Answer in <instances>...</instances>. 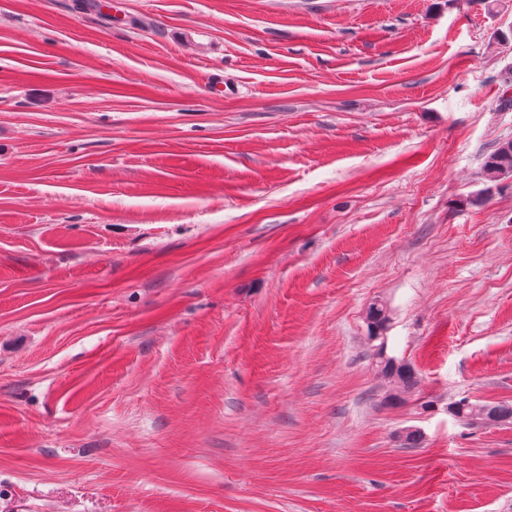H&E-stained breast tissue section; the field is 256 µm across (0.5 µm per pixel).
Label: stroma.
<instances>
[{
    "label": "stroma",
    "mask_w": 512,
    "mask_h": 512,
    "mask_svg": "<svg viewBox=\"0 0 512 512\" xmlns=\"http://www.w3.org/2000/svg\"><path fill=\"white\" fill-rule=\"evenodd\" d=\"M75 2L0 0V512H512V0ZM483 173L485 179L491 182L499 180L503 175L512 174V141L503 142L488 156ZM380 359V373L389 384L387 398L391 401H399L403 393L411 390L417 384L415 371L408 364L396 363L382 357ZM452 407L453 415L465 421L480 423L486 420L488 415L494 411L498 412L502 418H511L512 416V409L510 408L501 406L489 407L487 405H477L465 400L455 403Z\"/></svg>",
    "instance_id": "obj_1"
}]
</instances>
